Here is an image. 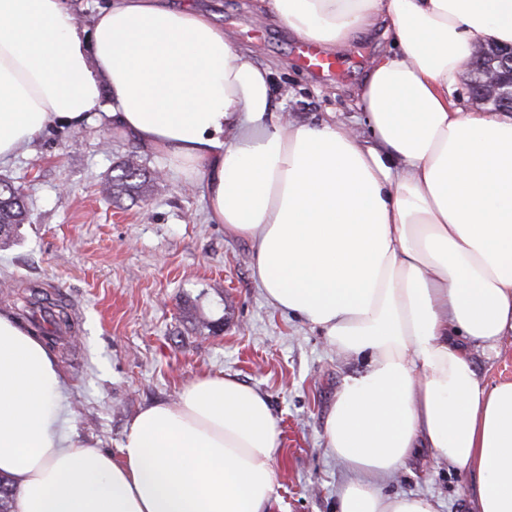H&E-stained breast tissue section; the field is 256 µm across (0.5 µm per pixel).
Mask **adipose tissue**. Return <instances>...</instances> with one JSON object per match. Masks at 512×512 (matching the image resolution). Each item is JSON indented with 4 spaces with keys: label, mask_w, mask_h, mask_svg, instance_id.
Instances as JSON below:
<instances>
[{
    "label": "adipose tissue",
    "mask_w": 512,
    "mask_h": 512,
    "mask_svg": "<svg viewBox=\"0 0 512 512\" xmlns=\"http://www.w3.org/2000/svg\"><path fill=\"white\" fill-rule=\"evenodd\" d=\"M332 51L384 25L360 92L368 135L283 124L271 71L196 0H0V165L94 118L205 181L210 223L247 241L270 304L367 357L324 427L336 512H439L381 485L418 446L476 475L472 512H512V380L471 345L512 335V115L454 93L476 48L512 45V0H262ZM67 382L0 312V476L12 512H272L279 430L235 375L141 410L117 453L68 430ZM471 355L475 362L481 379L494 384L502 380H512V339L505 338L501 354L498 358L488 359L480 348L475 346L471 349Z\"/></svg>",
    "instance_id": "adipose-tissue-1"
}]
</instances>
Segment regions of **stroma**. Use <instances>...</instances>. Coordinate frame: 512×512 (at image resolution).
Wrapping results in <instances>:
<instances>
[{
	"label": "stroma",
	"instance_id": "obj_1",
	"mask_svg": "<svg viewBox=\"0 0 512 512\" xmlns=\"http://www.w3.org/2000/svg\"><path fill=\"white\" fill-rule=\"evenodd\" d=\"M199 2L271 69L287 116L333 115L364 129L356 93L389 47L381 28L336 50L335 73L318 76L297 63L294 35L275 18L258 20V0ZM132 156L162 173V184L107 197L104 184ZM0 179L22 186L28 211L12 247L0 249V311L18 313L34 290L66 306L72 329L49 350L67 381L78 443L117 452L144 406L175 400L201 375L231 373L267 398L279 425L273 512H336L345 471L324 448L325 420L344 378L367 360L336 353L322 332L268 303L249 244L207 221L200 178L174 172L101 119L50 129L28 156L0 167ZM202 319L214 329H200ZM473 482L425 448L383 491L430 494L441 512H468Z\"/></svg>",
	"mask_w": 512,
	"mask_h": 512
}]
</instances>
